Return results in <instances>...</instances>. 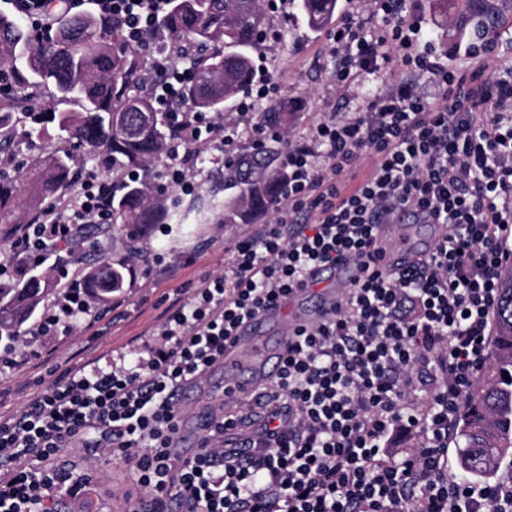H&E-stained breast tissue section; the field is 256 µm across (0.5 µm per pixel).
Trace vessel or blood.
I'll list each match as a JSON object with an SVG mask.
<instances>
[{
	"mask_svg": "<svg viewBox=\"0 0 512 512\" xmlns=\"http://www.w3.org/2000/svg\"><path fill=\"white\" fill-rule=\"evenodd\" d=\"M357 271L350 265H339L317 275L318 303L315 310L303 305L304 292L296 291L256 317L245 320L229 339L224 349V400L235 404L255 395L259 386L272 380L280 370L288 345V336L300 325L310 323L329 311L349 288ZM279 330L275 348H268L264 333Z\"/></svg>",
	"mask_w": 512,
	"mask_h": 512,
	"instance_id": "b4317fda",
	"label": "vessel or blood"
}]
</instances>
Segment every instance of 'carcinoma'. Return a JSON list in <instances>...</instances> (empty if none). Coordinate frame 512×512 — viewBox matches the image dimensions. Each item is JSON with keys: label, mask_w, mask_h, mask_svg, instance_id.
Wrapping results in <instances>:
<instances>
[{"label": "carcinoma", "mask_w": 512, "mask_h": 512, "mask_svg": "<svg viewBox=\"0 0 512 512\" xmlns=\"http://www.w3.org/2000/svg\"><path fill=\"white\" fill-rule=\"evenodd\" d=\"M337 0H300L310 31L333 22ZM56 28L39 30L17 15L0 12V155H12L17 124L39 120L45 111L59 147L39 159L0 165V228L10 234L29 223L46 200L62 195L86 149L106 158L120 176L152 170L171 139L169 113L157 109L142 48L128 44L120 26L98 14L67 15ZM262 0H173L148 41L181 48L190 67L183 88V112L192 119L224 111L245 93L256 71L251 51L265 34ZM276 148H262L258 166L232 180L239 193L222 202L224 223L270 208L285 181L274 165ZM168 188L152 177L127 180L112 191V223L144 231L149 224H181L167 206ZM104 303L122 290L129 269L122 259L85 270ZM44 274H33L15 288L0 289V338L31 319L38 307ZM491 359L466 399L454 432L457 468L470 480L491 482L512 454V283L501 289L494 314Z\"/></svg>", "instance_id": "cac0c4a2"}]
</instances>
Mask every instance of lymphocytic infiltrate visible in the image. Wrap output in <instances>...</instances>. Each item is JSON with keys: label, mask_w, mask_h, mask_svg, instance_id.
<instances>
[{"label": "lymphocytic infiltrate", "mask_w": 512, "mask_h": 512, "mask_svg": "<svg viewBox=\"0 0 512 512\" xmlns=\"http://www.w3.org/2000/svg\"><path fill=\"white\" fill-rule=\"evenodd\" d=\"M120 25L142 45L171 0H69ZM381 26L347 15L329 33L336 81L381 74L364 112L316 119L287 138L288 178L269 223L230 234L223 272L173 302L149 340L58 374L0 415V512H58L80 501L93 464L120 463L115 512H512V485L463 479L448 439L490 353L505 241L512 237V66L487 71L499 35L484 31L451 65L423 42L413 0H371ZM157 105L173 111L186 74L170 54ZM223 120L175 119L161 163L168 183L194 191L197 158L223 151ZM80 192L43 207L0 250V288L18 257L55 260V300L30 342L91 325L95 295L71 268L80 232L112 221V176L77 171ZM442 228L428 252L386 262L393 224ZM350 263L359 276L333 314L295 331L279 373L240 408L213 415L201 451L173 443L180 393L204 382L244 319L311 283L317 268ZM416 432L403 457L386 443Z\"/></svg>", "instance_id": "obj_1"}]
</instances>
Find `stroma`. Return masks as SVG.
Returning a JSON list of instances; mask_svg holds the SVG:
<instances>
[{
  "instance_id": "obj_1",
  "label": "stroma",
  "mask_w": 512,
  "mask_h": 512,
  "mask_svg": "<svg viewBox=\"0 0 512 512\" xmlns=\"http://www.w3.org/2000/svg\"><path fill=\"white\" fill-rule=\"evenodd\" d=\"M417 13L423 34L435 49L448 55L452 63L464 64L465 48L474 42L483 24H491L503 37H512V0H417ZM256 66L275 74L277 87L273 99H258L245 117H237L235 106L224 109L226 132L234 140L238 154L251 151L254 126L270 103L289 107L295 114L288 127L292 136L308 134L309 124L317 115L347 116L365 111L368 102L383 86L378 74L358 75L347 87L337 88L334 80L336 60L329 53L326 32L311 33L299 9L298 0H289L286 11L268 12L267 34L252 53ZM203 171L201 187L186 195L172 190L171 198L187 214L183 224L150 225L144 235L130 240L127 230L118 224L101 226L100 240L107 243L108 256L120 259L131 247L143 251L151 274L135 273L128 288L115 293L119 308L109 312L95 324L96 336L78 333L47 340L53 357L62 369L81 366L94 357H111L113 351L135 345L137 339L150 334L157 318L168 303L167 295L175 289H192L204 275L223 271L227 243L220 227L223 210L224 161L204 153L197 160ZM175 249L191 254V262L172 265L156 261V254ZM0 377L8 381L10 391L0 399V413L19 410L33 393L43 390L50 376L30 361L21 367H8L0 362ZM223 370H215L206 382L187 388L182 395L186 412L182 446L194 443V416H211L224 402L216 385L223 379Z\"/></svg>"
}]
</instances>
